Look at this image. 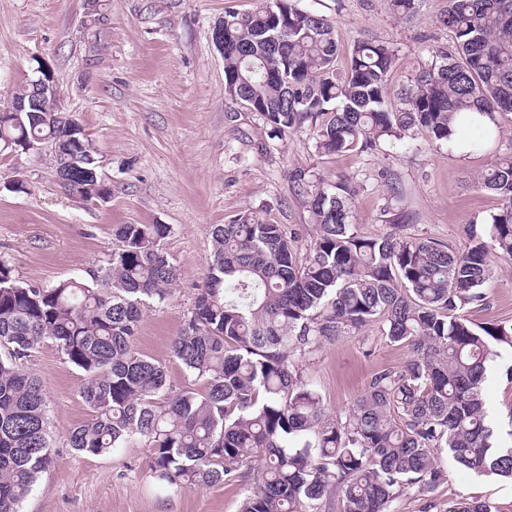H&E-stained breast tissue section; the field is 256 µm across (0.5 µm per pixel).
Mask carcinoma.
Returning <instances> with one entry per match:
<instances>
[{
    "mask_svg": "<svg viewBox=\"0 0 512 512\" xmlns=\"http://www.w3.org/2000/svg\"><path fill=\"white\" fill-rule=\"evenodd\" d=\"M279 29L260 6L232 14L224 28L226 90L260 103L274 133L314 122L325 154L365 151L387 139L425 136L490 151L512 112V0H448L439 23L454 34L460 58L441 55L387 102L395 50L353 46L344 74L330 22L282 0ZM58 101L39 112L0 119L5 145L41 141L69 162L63 188L82 201L110 195L91 169V140ZM480 186L501 198L469 244L390 233L360 236L344 182L316 187L315 226L305 260L287 232L253 213L212 231L205 285L172 352L197 387L170 388L167 370L136 348L142 312L167 302L179 279L163 248L166 224H121L118 247L87 277L51 286L16 279L0 261V512H20L52 463L43 384L23 361L44 342L84 375L90 419L69 431L73 451L95 456L149 449L151 471L177 492L217 484L252 485L242 512H322L336 495L341 512H393L407 490L428 496L447 480L445 455L478 476L512 482V407L504 435L486 409L487 371L512 349V323L475 324L462 315L489 299L490 256L512 262V155L499 156ZM411 351L400 368L375 372L345 417H329L300 362L322 341L353 336L369 324ZM255 458L260 467L243 470ZM448 512H499L485 498L449 502Z\"/></svg>",
    "mask_w": 512,
    "mask_h": 512,
    "instance_id": "obj_1",
    "label": "carcinoma"
}]
</instances>
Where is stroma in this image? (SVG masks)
I'll list each match as a JSON object with an SVG mask.
<instances>
[{"instance_id": "1", "label": "stroma", "mask_w": 512, "mask_h": 512, "mask_svg": "<svg viewBox=\"0 0 512 512\" xmlns=\"http://www.w3.org/2000/svg\"><path fill=\"white\" fill-rule=\"evenodd\" d=\"M261 0H102V15L84 27L83 0H0V103L31 76L37 61L54 74L64 109L95 146L99 172L112 188L103 201L83 202L60 186L49 153L0 151V259L22 282L49 286L85 276L117 240L121 224H166L163 241L179 269L169 303L144 311L136 345L165 364L174 390L190 376L170 345L203 286L211 260V230L254 212L285 225L306 251L313 235L308 194L314 185L347 181L358 234H403L462 247L466 227L486 224L500 206L479 187L496 155L512 153V113L498 114L500 139L491 152H459L420 138L379 142L364 152H318L311 127L271 136L258 113L225 91L224 60L212 29L229 12L256 9ZM329 20L340 43L337 69L353 44L383 41L396 52L392 88L408 84L438 52L456 44L438 19L448 0H418L413 18L396 16L390 0H296ZM306 174L304 184L293 179ZM23 190H15L16 182ZM486 305L467 309L474 323L512 321V265L493 263ZM407 348L376 328L327 341L304 362V376L329 413L343 414L372 375L404 365ZM502 350L487 385L488 407L506 423L512 382ZM46 392L53 464L37 480L22 512H240L250 492L237 482L177 493L159 487L149 451L130 447L93 456L73 452L71 428L91 410L82 400L81 372L52 343L24 362ZM480 496L512 512V484L448 467L431 497L403 493L394 512H446L453 496Z\"/></svg>"}]
</instances>
